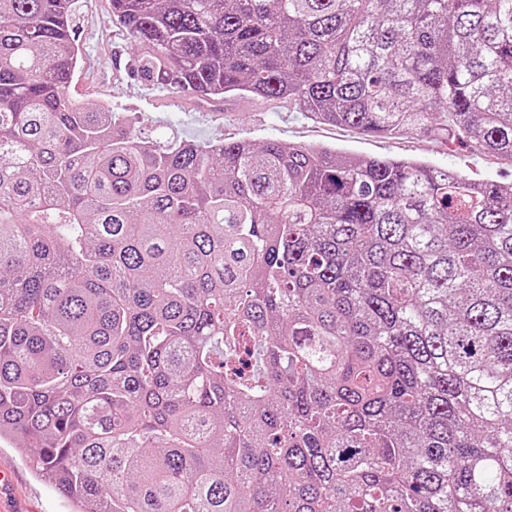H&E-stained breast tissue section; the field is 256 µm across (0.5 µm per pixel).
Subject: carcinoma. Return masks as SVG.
<instances>
[{
  "label": "carcinoma",
  "instance_id": "obj_1",
  "mask_svg": "<svg viewBox=\"0 0 512 512\" xmlns=\"http://www.w3.org/2000/svg\"><path fill=\"white\" fill-rule=\"evenodd\" d=\"M146 80L512 160V0H111ZM0 0V442L75 512H512V184L77 103Z\"/></svg>",
  "mask_w": 512,
  "mask_h": 512
}]
</instances>
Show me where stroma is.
<instances>
[{"label":"stroma","mask_w":512,"mask_h":512,"mask_svg":"<svg viewBox=\"0 0 512 512\" xmlns=\"http://www.w3.org/2000/svg\"><path fill=\"white\" fill-rule=\"evenodd\" d=\"M73 37L82 62L71 85L72 97L134 112L136 134L145 141L246 138L325 145L365 158H415L478 180L512 183V162L483 154L466 141H450L439 131L404 130L380 137L323 122L285 99L229 96L217 107L154 85L133 71L128 36L113 23L110 0H78ZM1 469L11 472L12 481L0 488V512H72L70 502L35 474L13 444H0Z\"/></svg>","instance_id":"35a3bbf8"}]
</instances>
